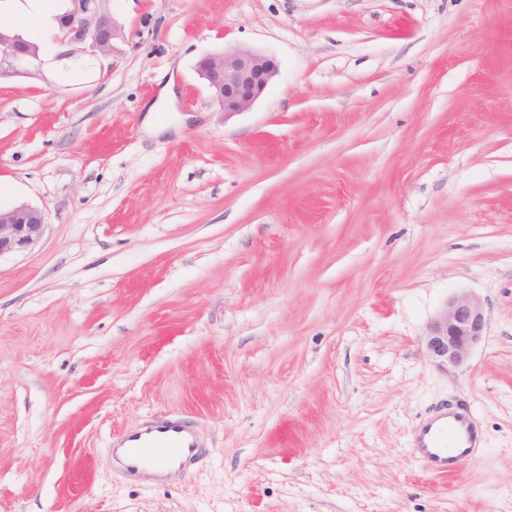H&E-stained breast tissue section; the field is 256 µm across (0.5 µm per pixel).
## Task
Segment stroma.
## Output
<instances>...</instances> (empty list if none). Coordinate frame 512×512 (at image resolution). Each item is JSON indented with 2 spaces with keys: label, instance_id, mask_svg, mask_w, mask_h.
Here are the masks:
<instances>
[{
  "label": "stroma",
  "instance_id": "1",
  "mask_svg": "<svg viewBox=\"0 0 512 512\" xmlns=\"http://www.w3.org/2000/svg\"><path fill=\"white\" fill-rule=\"evenodd\" d=\"M109 57L0 78V512H512V0H112ZM278 74L225 117L195 71ZM488 319L442 370L448 298ZM462 400L482 452L407 442ZM183 413L189 475L109 437ZM46 226L42 210L19 205L0 209V256L25 251L42 238ZM486 317L481 300L471 294L451 296L429 324L426 347L438 366H461L485 336ZM408 446L425 471L447 476L483 448V434L469 407L441 404L409 429ZM205 454L202 437L189 418L148 416L112 434V471L138 483L160 484L190 472Z\"/></svg>",
  "mask_w": 512,
  "mask_h": 512
}]
</instances>
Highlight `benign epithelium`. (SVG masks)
I'll use <instances>...</instances> for the list:
<instances>
[{
	"label": "benign epithelium",
	"instance_id": "obj_1",
	"mask_svg": "<svg viewBox=\"0 0 512 512\" xmlns=\"http://www.w3.org/2000/svg\"><path fill=\"white\" fill-rule=\"evenodd\" d=\"M54 40L55 59L75 63L112 53L116 23L112 0H64ZM39 55L25 46L11 30L0 27V75L29 74ZM196 71L224 115L248 110L277 74L276 62L260 53L228 50L203 55ZM46 226L42 210L19 205L0 209V256L25 251L42 238ZM486 317L481 300L471 294L451 296L429 324L426 347L439 366H461L485 336Z\"/></svg>",
	"mask_w": 512,
	"mask_h": 512
}]
</instances>
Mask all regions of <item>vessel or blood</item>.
I'll list each match as a JSON object with an SVG mask.
<instances>
[{
  "label": "vessel or blood",
  "instance_id": "obj_1",
  "mask_svg": "<svg viewBox=\"0 0 512 512\" xmlns=\"http://www.w3.org/2000/svg\"><path fill=\"white\" fill-rule=\"evenodd\" d=\"M408 446L425 471L447 476L481 450L483 434L469 407L441 404L409 429ZM204 453L196 424L176 415L149 416L124 427L112 434L108 448L115 473L147 484L190 472Z\"/></svg>",
  "mask_w": 512,
  "mask_h": 512
}]
</instances>
